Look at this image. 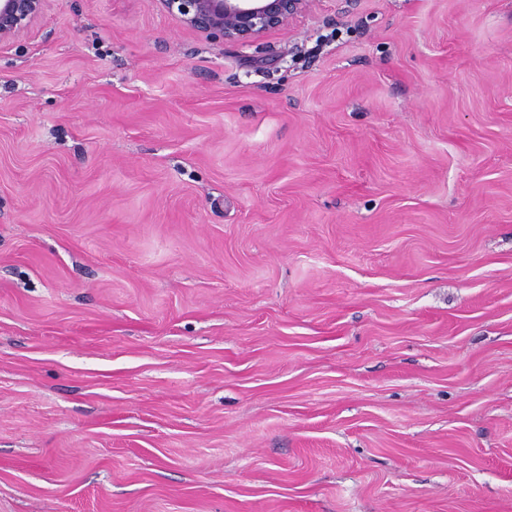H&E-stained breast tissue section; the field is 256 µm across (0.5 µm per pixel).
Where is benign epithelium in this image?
I'll use <instances>...</instances> for the list:
<instances>
[{
	"label": "benign epithelium",
	"mask_w": 512,
	"mask_h": 512,
	"mask_svg": "<svg viewBox=\"0 0 512 512\" xmlns=\"http://www.w3.org/2000/svg\"><path fill=\"white\" fill-rule=\"evenodd\" d=\"M47 0H0V42L19 38ZM312 0H161L163 8L212 39L251 45L305 12Z\"/></svg>",
	"instance_id": "obj_1"
}]
</instances>
